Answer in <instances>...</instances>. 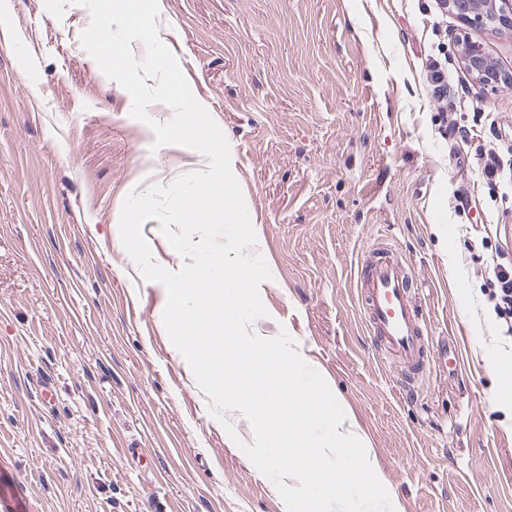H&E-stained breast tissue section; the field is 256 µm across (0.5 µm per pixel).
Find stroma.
I'll return each mask as SVG.
<instances>
[{
  "instance_id": "stroma-1",
  "label": "stroma",
  "mask_w": 512,
  "mask_h": 512,
  "mask_svg": "<svg viewBox=\"0 0 512 512\" xmlns=\"http://www.w3.org/2000/svg\"><path fill=\"white\" fill-rule=\"evenodd\" d=\"M150 52L108 67L98 0H0V512H286L207 409L162 320L163 290L125 250V197L190 173L170 73L220 122L272 278L252 331L287 330L364 433L396 512H512V411L492 404L484 259L512 205L469 142L512 172V88L481 84L457 41L512 71V32L464 28L439 0H160ZM448 67V111L427 56ZM473 189L462 208L458 193ZM398 248L435 370L412 391L384 366L353 283ZM461 352L464 370L453 366Z\"/></svg>"
}]
</instances>
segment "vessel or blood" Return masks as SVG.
<instances>
[{
  "instance_id": "obj_1",
  "label": "vessel or blood",
  "mask_w": 512,
  "mask_h": 512,
  "mask_svg": "<svg viewBox=\"0 0 512 512\" xmlns=\"http://www.w3.org/2000/svg\"><path fill=\"white\" fill-rule=\"evenodd\" d=\"M356 287L367 333L381 360L410 386L431 367L424 313L407 265L394 250L376 247L357 261Z\"/></svg>"
}]
</instances>
